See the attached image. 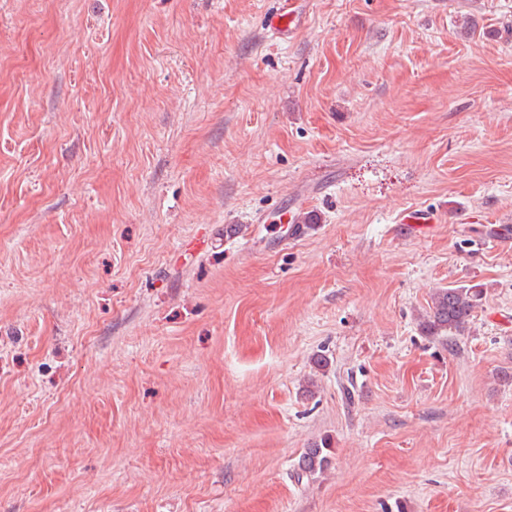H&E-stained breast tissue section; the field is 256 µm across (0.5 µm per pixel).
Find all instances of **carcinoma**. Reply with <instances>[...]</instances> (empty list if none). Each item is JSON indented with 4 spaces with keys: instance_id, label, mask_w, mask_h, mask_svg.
<instances>
[{
    "instance_id": "carcinoma-1",
    "label": "carcinoma",
    "mask_w": 512,
    "mask_h": 512,
    "mask_svg": "<svg viewBox=\"0 0 512 512\" xmlns=\"http://www.w3.org/2000/svg\"><path fill=\"white\" fill-rule=\"evenodd\" d=\"M482 298L483 290L476 286L439 289L432 297L427 316L421 323L422 331L428 336L465 332ZM326 464L327 455L316 444L304 452L298 469L303 474L314 475Z\"/></svg>"
}]
</instances>
